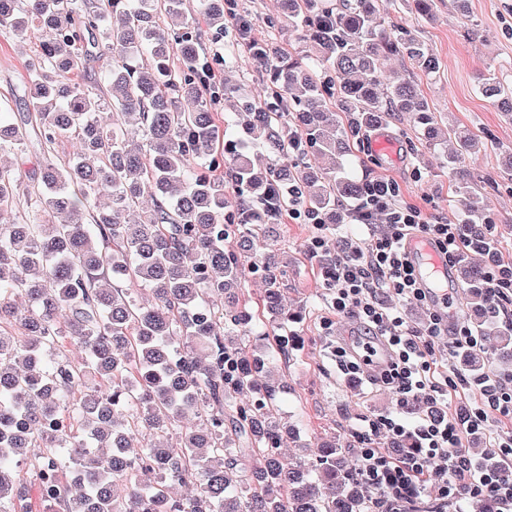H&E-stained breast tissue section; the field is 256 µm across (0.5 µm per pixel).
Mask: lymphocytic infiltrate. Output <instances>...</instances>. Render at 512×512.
I'll list each match as a JSON object with an SVG mask.
<instances>
[{
  "mask_svg": "<svg viewBox=\"0 0 512 512\" xmlns=\"http://www.w3.org/2000/svg\"><path fill=\"white\" fill-rule=\"evenodd\" d=\"M398 196L395 182L374 179L349 207L352 223L370 224L380 216L388 229L364 243L350 241L324 273L334 312L359 324L358 335L338 345L336 356L344 373L365 374L368 383L390 389L398 406L418 398L439 406L457 389L459 378L452 368L436 366L431 358L430 343L445 333L444 315L433 309L430 289L418 285L405 245L410 238L422 237L451 261L461 241L454 225L428 219L424 208L401 204ZM386 295L393 296V303H383ZM407 302L431 309L421 332H411L406 325ZM369 349L379 350L380 356L367 374L363 365ZM469 383L480 401L463 414L453 417L438 410L410 421L398 413L369 421L361 431L363 448L356 466L377 497V512H410L433 477L439 481L441 501L457 499L459 488L466 487L476 494H492L501 512H512V480L499 477L501 458L512 455V433L493 435L497 456L474 461L460 455L464 436L488 432L492 421L512 420V391L490 373L476 375ZM380 432L397 440L411 439L414 446L403 455L373 447L372 437Z\"/></svg>",
  "mask_w": 512,
  "mask_h": 512,
  "instance_id": "obj_1",
  "label": "lymphocytic infiltrate"
}]
</instances>
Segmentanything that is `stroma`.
<instances>
[{
  "label": "stroma",
  "mask_w": 512,
  "mask_h": 512,
  "mask_svg": "<svg viewBox=\"0 0 512 512\" xmlns=\"http://www.w3.org/2000/svg\"><path fill=\"white\" fill-rule=\"evenodd\" d=\"M236 4L245 8L257 38L274 35L286 51L298 48L297 33L280 0H236ZM436 4V17L431 21L415 13L412 0H382L380 11L387 22L416 29L441 59L439 74L418 73L414 80L449 124L475 133L478 148L465 156L460 166L471 174L484 215L499 237L500 260L510 266L512 177L504 172L503 152L512 148V120L480 94L477 76L490 70L512 81V0H469L465 14L457 11L453 0H436ZM197 35L203 53L220 58L215 68L223 76L225 93L216 106L219 120L233 117L240 100L262 102L267 95V71L251 65L237 32L219 37L202 25ZM38 48V36L22 40L0 32V105L18 117L27 112L22 98L28 77L26 64ZM232 51L238 55V64H224V57ZM385 133L397 151L396 158H386L369 145L358 149L352 158L356 176L392 179L399 186L401 203L427 206L431 216L460 223L464 211L451 197L449 170L443 165L451 143L426 141L420 128L405 115L391 122ZM313 232L308 224L284 220L279 225L278 244L288 263L284 300L290 311L301 315L295 329L302 346L292 352L289 363H277L273 376L286 385L283 418L300 429L299 440L286 441L282 450L297 456L303 444L332 435L352 449H360L358 430L363 419L398 409L390 390L352 378L336 365V341L355 335L357 323L333 317L320 270L307 251Z\"/></svg>",
  "instance_id": "35a3bbf8"
}]
</instances>
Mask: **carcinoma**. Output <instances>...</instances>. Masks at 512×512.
Returning <instances> with one entry per match:
<instances>
[{
  "instance_id": "cac0c4a2",
  "label": "carcinoma",
  "mask_w": 512,
  "mask_h": 512,
  "mask_svg": "<svg viewBox=\"0 0 512 512\" xmlns=\"http://www.w3.org/2000/svg\"><path fill=\"white\" fill-rule=\"evenodd\" d=\"M378 5L283 0L308 50L260 43L275 90L264 106L242 100L222 126L183 0H0V29L42 38L27 64V114L19 124L0 114V153L22 157L32 135L45 145L33 188L18 162L0 158V512H33L34 492L47 512H372L349 445L333 436L310 459L280 452L285 386L262 377L298 345L279 331L300 315L283 303L287 265L269 239L278 217L256 212L255 199L298 181L303 205L334 224L364 191L346 169L354 145L399 112L428 137L441 133L411 77L384 80L394 57L431 76L441 61L417 31L387 30ZM202 20L224 29V0H204ZM99 57L112 60L110 97L73 79ZM478 84L512 113L511 84L493 73ZM446 134L465 209L458 280L476 332L507 361L512 322L497 316L512 284L491 282L497 239L457 167L475 135ZM72 137L79 149L61 162L52 146ZM311 152L316 169L304 166ZM147 190L153 205L141 216ZM21 196L26 220H4ZM341 248L331 241L316 262L330 267ZM251 273L265 282L255 309L240 300ZM266 317L270 342L248 343ZM68 344L82 360L68 358ZM489 359L481 347L460 355L476 374ZM176 484L193 495L172 496ZM459 504L499 508L486 494L464 492Z\"/></svg>"
}]
</instances>
